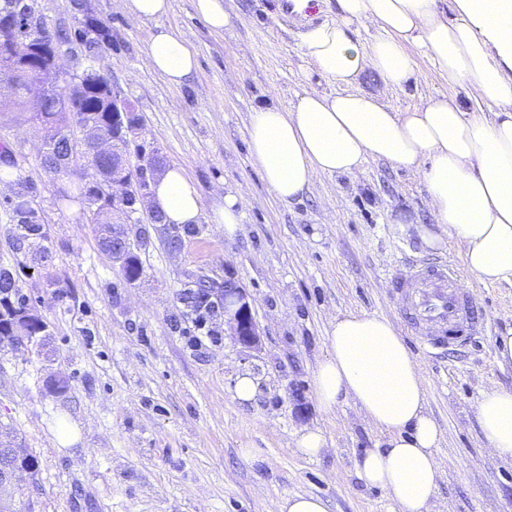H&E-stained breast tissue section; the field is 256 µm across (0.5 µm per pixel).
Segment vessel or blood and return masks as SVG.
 Masks as SVG:
<instances>
[{"instance_id":"b4317fda","label":"vessel or blood","mask_w":512,"mask_h":512,"mask_svg":"<svg viewBox=\"0 0 512 512\" xmlns=\"http://www.w3.org/2000/svg\"><path fill=\"white\" fill-rule=\"evenodd\" d=\"M392 281L424 348L464 342L478 329L475 302L458 288L453 266L412 262L398 270Z\"/></svg>"}]
</instances>
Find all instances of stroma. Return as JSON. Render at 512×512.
Masks as SVG:
<instances>
[{
  "mask_svg": "<svg viewBox=\"0 0 512 512\" xmlns=\"http://www.w3.org/2000/svg\"><path fill=\"white\" fill-rule=\"evenodd\" d=\"M91 5L112 34L97 49L103 68L139 121L134 144L180 167L203 211L192 229L140 215L131 230L143 274L128 283L101 250L86 206L62 197L92 181V170H47L38 127L0 115V144L18 162L0 182V262L14 265L20 294L49 330L39 347L0 345V426L37 468L11 490L14 512H270L294 494L320 496L328 512H393L389 493L366 486L355 467L386 434L350 403L328 419L314 394L332 324L350 311L390 319L424 370L442 431L434 512H512V459L488 448L476 414L485 391L512 387V367L497 363L494 343L512 327V285L473 280L454 240L422 248L415 227L435 218L420 172L370 158L356 175L319 176L281 203L249 154L251 113L290 106L308 86L326 94L340 86L304 55L302 30L280 18L276 0H224L230 21L221 32L193 0H171L166 15L144 21L122 0ZM163 27L180 30L197 53V71L180 87L146 63ZM417 64L418 81L392 87L368 70L358 87L397 112L436 93L474 110L462 85L425 59ZM239 189L248 204L229 235L211 216ZM20 193L46 228L45 263L13 248L9 201ZM401 213L412 224H397ZM173 234L181 251L168 247ZM409 258L450 263L467 283L484 328L466 346L426 353L415 344L390 279ZM228 276L253 300L257 347L224 336L220 311L217 337H196L182 291ZM243 372L258 384L249 403L234 396ZM305 427L327 440L313 459L294 450Z\"/></svg>",
  "mask_w": 512,
  "mask_h": 512,
  "instance_id": "1",
  "label": "stroma"
}]
</instances>
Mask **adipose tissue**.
<instances>
[{
	"label": "adipose tissue",
	"mask_w": 512,
	"mask_h": 512,
	"mask_svg": "<svg viewBox=\"0 0 512 512\" xmlns=\"http://www.w3.org/2000/svg\"><path fill=\"white\" fill-rule=\"evenodd\" d=\"M456 5L459 18L450 23L437 0H336V18L308 32L302 48L340 92L310 86L291 107L255 110L249 152L284 203L317 176L355 174L370 158L421 171L436 218L435 227L418 228L424 246L434 251L453 239L479 282L512 284V0ZM361 20L376 30L367 44L351 29ZM413 44L477 107H494V115L465 110L445 94L401 113L356 89L367 70L395 87L416 78ZM146 61L175 86L198 67L188 40L173 28L152 36ZM153 204L168 224L198 223L202 211L195 185L177 167L155 183ZM313 385L325 415L349 401L389 435L384 448L357 461L359 479L386 490L394 512H432L442 433L427 411L425 374L392 322L366 313L338 316ZM477 418L489 448L512 458V387L484 392Z\"/></svg>",
	"instance_id": "ef3b65f1"
}]
</instances>
